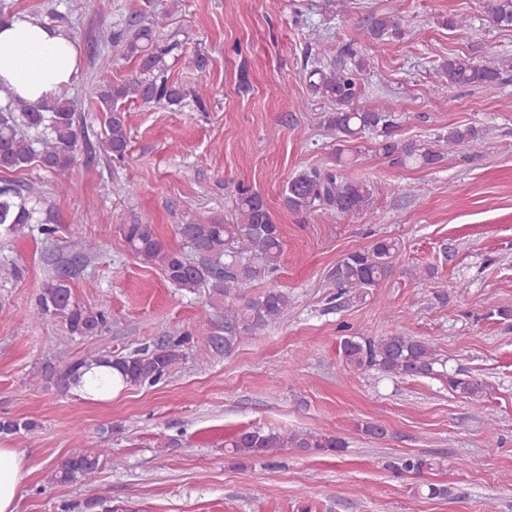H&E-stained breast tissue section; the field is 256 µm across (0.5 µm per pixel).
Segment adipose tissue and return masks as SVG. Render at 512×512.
I'll return each mask as SVG.
<instances>
[{
	"label": "adipose tissue",
	"mask_w": 512,
	"mask_h": 512,
	"mask_svg": "<svg viewBox=\"0 0 512 512\" xmlns=\"http://www.w3.org/2000/svg\"><path fill=\"white\" fill-rule=\"evenodd\" d=\"M78 63L75 41L39 19L19 14L0 23V84L20 98L36 102L60 95ZM29 473L22 451L0 447V512H16Z\"/></svg>",
	"instance_id": "ef3b65f1"
}]
</instances>
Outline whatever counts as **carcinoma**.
Here are the masks:
<instances>
[{"label": "carcinoma", "instance_id": "obj_1", "mask_svg": "<svg viewBox=\"0 0 512 512\" xmlns=\"http://www.w3.org/2000/svg\"><path fill=\"white\" fill-rule=\"evenodd\" d=\"M491 15L498 25H512V0H493ZM163 16L153 12L133 18L122 29H105L99 40L139 62L138 75L122 81L112 80V59L99 57V84L95 96L100 110L107 115L104 151L116 159L125 156L128 127L119 103L135 96L147 104L177 105L181 90L168 78L158 74L163 56L170 50L155 41V27ZM367 37L383 40L400 38L402 28L393 14L375 15L367 24ZM332 46L320 44V58L310 72V86L316 94L333 105L323 115L327 129L345 142L355 141L367 133L382 137L378 150L400 164L419 167L440 162L441 154L429 145L400 143L392 139L396 127V105L389 101H370L362 97L357 73L368 67L365 58L347 46L342 53L353 59V66L326 62ZM512 69V58L484 65L460 55H453L439 65L437 78L449 86H475L492 91L502 73ZM0 172H21L36 165L55 174L66 171L75 161L79 127L77 104L62 97L30 103L0 85ZM472 127L448 129V147L468 144L476 139ZM30 188L18 181L0 179V227L16 232L31 223L33 210L26 206ZM283 206L295 213L322 207L331 216L371 212L372 191L365 183L350 181L335 170L305 171L286 181L282 191ZM126 247L136 256L160 267L166 280L175 288L204 296V315L214 326L211 346L224 354L231 353L244 339L252 337L288 312L293 298L288 291L268 288L250 297L241 289L256 278L279 270L283 255V230L273 220L261 195L241 189L236 203L234 224H179L178 248L167 247L149 224H120ZM394 243L385 239L372 247L347 253L329 274L336 298L358 299L386 277L387 266L374 262L373 256L388 255ZM62 272L43 282L37 296L33 318L60 323L71 335L95 336L104 332L108 313L100 308L79 304ZM187 338L164 336L153 345L130 353L90 355L62 366L46 363L37 378L59 389H69L86 372L107 365L118 372L124 387L159 381L184 357ZM345 362L361 371L376 369L387 376L422 377L432 373L433 349L426 341L390 332L378 337L346 336L340 342ZM448 386L458 394L475 400L486 391L483 383L456 376L448 377ZM31 421L0 420V434L13 435L31 430ZM228 453L241 460L259 459L278 448H294L307 454L340 453L345 442L338 436L312 431H288L273 428H250L224 441ZM101 448L91 454L81 448L72 450L52 469L58 484H91L96 479ZM431 460L413 456L401 460L400 469L420 473L432 469Z\"/></svg>", "mask_w": 512, "mask_h": 512}]
</instances>
